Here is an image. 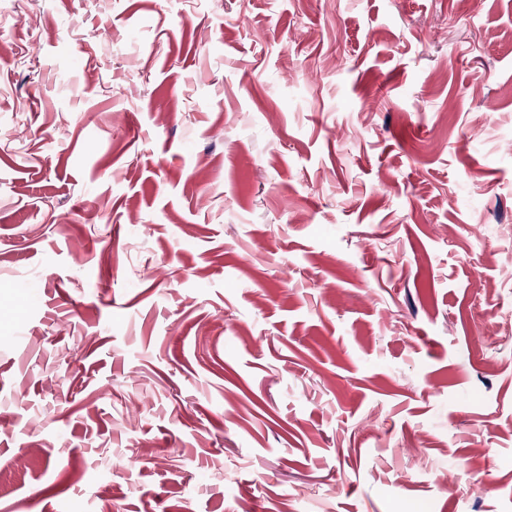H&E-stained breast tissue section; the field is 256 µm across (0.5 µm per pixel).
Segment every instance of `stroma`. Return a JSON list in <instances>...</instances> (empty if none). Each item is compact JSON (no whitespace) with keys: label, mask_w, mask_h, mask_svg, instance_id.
<instances>
[{"label":"stroma","mask_w":512,"mask_h":512,"mask_svg":"<svg viewBox=\"0 0 512 512\" xmlns=\"http://www.w3.org/2000/svg\"><path fill=\"white\" fill-rule=\"evenodd\" d=\"M512 512V0H0V512Z\"/></svg>","instance_id":"obj_1"}]
</instances>
